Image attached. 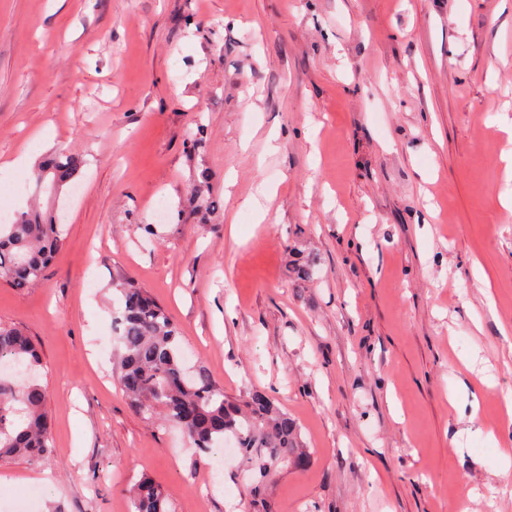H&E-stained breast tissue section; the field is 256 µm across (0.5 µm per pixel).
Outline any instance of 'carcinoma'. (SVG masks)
<instances>
[{
    "label": "carcinoma",
    "mask_w": 512,
    "mask_h": 512,
    "mask_svg": "<svg viewBox=\"0 0 512 512\" xmlns=\"http://www.w3.org/2000/svg\"><path fill=\"white\" fill-rule=\"evenodd\" d=\"M82 166L76 151L48 158L35 171L37 187L58 194L79 176ZM64 244L54 215L38 208L18 214L13 223L0 224V279L20 289L38 285ZM116 288L122 308L115 317L114 366L133 409L179 425L190 446L207 456L221 439L234 438L246 477L257 486L281 466L308 463L310 454L288 413L261 391L240 404L225 396L206 373L190 372L178 328L166 309L131 278L118 281ZM1 362H15L25 373L0 376V458L36 462L52 448L40 355L23 331L0 324ZM133 499L135 512H168L163 492L148 479L137 484Z\"/></svg>",
    "instance_id": "1"
}]
</instances>
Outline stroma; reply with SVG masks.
I'll use <instances>...</instances> for the list:
<instances>
[{
  "label": "stroma",
  "instance_id": "35a3bbf8",
  "mask_svg": "<svg viewBox=\"0 0 512 512\" xmlns=\"http://www.w3.org/2000/svg\"><path fill=\"white\" fill-rule=\"evenodd\" d=\"M511 126L512 0H0V181L25 187L0 213L34 199L3 165L42 132L85 159L80 196L48 202L66 244L44 280H0L52 423L47 456L0 461V512L34 486L33 512H134L144 478L170 512H512L490 440L512 397ZM124 277L187 365L297 421L310 459L261 505L239 457L129 405Z\"/></svg>",
  "mask_w": 512,
  "mask_h": 512
}]
</instances>
